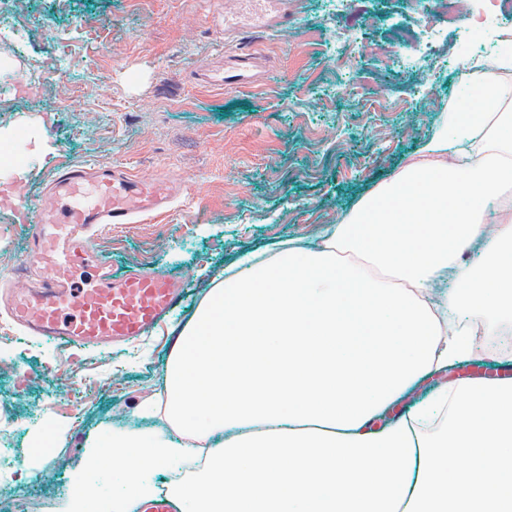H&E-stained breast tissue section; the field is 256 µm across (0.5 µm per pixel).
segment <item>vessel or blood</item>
I'll list each match as a JSON object with an SVG mask.
<instances>
[{
    "mask_svg": "<svg viewBox=\"0 0 512 512\" xmlns=\"http://www.w3.org/2000/svg\"><path fill=\"white\" fill-rule=\"evenodd\" d=\"M175 197L170 182L120 169L77 164L58 172L38 211L23 213L33 225L26 249L37 279L8 287L9 318L27 335L87 350L149 335L178 306L185 281L160 268L113 276L95 242L105 228L165 212ZM90 267L95 277H85Z\"/></svg>",
    "mask_w": 512,
    "mask_h": 512,
    "instance_id": "b4317fda",
    "label": "vessel or blood"
}]
</instances>
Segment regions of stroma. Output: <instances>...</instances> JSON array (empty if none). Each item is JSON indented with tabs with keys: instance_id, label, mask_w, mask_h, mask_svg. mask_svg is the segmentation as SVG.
<instances>
[{
	"instance_id": "stroma-1",
	"label": "stroma",
	"mask_w": 512,
	"mask_h": 512,
	"mask_svg": "<svg viewBox=\"0 0 512 512\" xmlns=\"http://www.w3.org/2000/svg\"><path fill=\"white\" fill-rule=\"evenodd\" d=\"M279 28L255 0H20L0 19V279L26 263L31 227L13 212L54 172L92 163L164 178L165 218L118 224L96 242L119 276L159 266L189 290L245 252L309 240L426 143L465 95L467 25L407 0H295ZM351 60L336 69V38ZM438 39L437 52L426 49ZM233 40L261 64L225 91L198 73ZM393 47L391 59L379 48ZM53 60L44 84L28 76ZM26 158L14 169L11 154ZM173 345L166 330L101 351L22 334L0 315V512H60L88 439L145 426Z\"/></svg>"
}]
</instances>
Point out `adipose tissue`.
Instances as JSON below:
<instances>
[{"mask_svg":"<svg viewBox=\"0 0 512 512\" xmlns=\"http://www.w3.org/2000/svg\"><path fill=\"white\" fill-rule=\"evenodd\" d=\"M475 93L440 133L310 242L213 276L179 327L168 430L88 444L64 512L110 468L111 512L156 472L181 512H512V379L413 392L512 334V58H467Z\"/></svg>","mask_w":512,"mask_h":512,"instance_id":"adipose-tissue-1","label":"adipose tissue"}]
</instances>
